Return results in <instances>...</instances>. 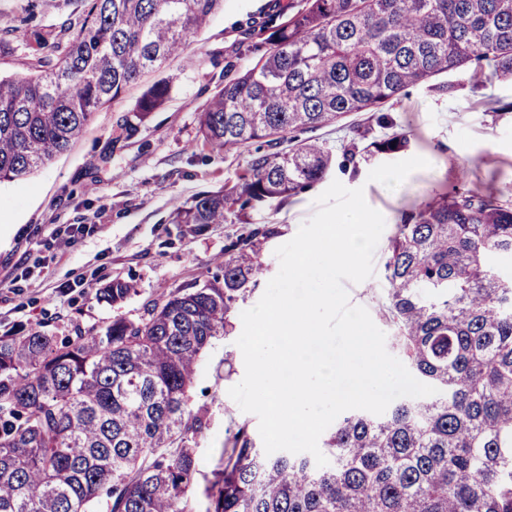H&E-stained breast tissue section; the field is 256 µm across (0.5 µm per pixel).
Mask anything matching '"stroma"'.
Listing matches in <instances>:
<instances>
[{
    "label": "stroma",
    "mask_w": 512,
    "mask_h": 512,
    "mask_svg": "<svg viewBox=\"0 0 512 512\" xmlns=\"http://www.w3.org/2000/svg\"><path fill=\"white\" fill-rule=\"evenodd\" d=\"M300 3L223 0L180 55L97 112L68 151L24 179L0 183V336L20 326L65 336L77 325L101 326L115 316L134 315L174 287L218 272L225 244L253 224L279 229L266 252V275L274 277L276 248L312 217L315 199L336 180L363 188L368 205L385 219L373 276L345 285L351 304L365 307L381 328L386 249L404 212L487 185L512 200V80L478 84L465 69L405 88L383 111L389 124L379 123L377 113L360 112L312 132L339 158L396 132L408 137L404 152L361 158L352 168L332 167L323 181L297 196L246 210L240 219L231 215L202 228L170 223L177 205L235 183L253 155L250 147L229 155L203 149L198 115L225 81L269 51L265 37L251 34V23L266 20L274 5ZM83 9V0H0V75H27L39 58L13 37V29L38 26L66 42ZM163 79L171 83L165 105L145 116L137 113L142 93ZM390 168L407 172L393 188L377 178ZM62 224H87L92 231L73 242L59 233ZM117 277L134 279L137 294L118 307L98 301L96 290ZM263 293L260 287L247 293L227 334L201 356L190 396L192 406L208 407L209 425L196 444L201 469L193 491L196 512H205L204 490L236 426L258 427L257 417L243 412L228 390L245 372L236 344L241 313Z\"/></svg>",
    "instance_id": "obj_1"
}]
</instances>
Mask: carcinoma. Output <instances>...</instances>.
<instances>
[{
    "mask_svg": "<svg viewBox=\"0 0 512 512\" xmlns=\"http://www.w3.org/2000/svg\"><path fill=\"white\" fill-rule=\"evenodd\" d=\"M223 0H87L77 35L15 38L51 54L24 77H0V182L65 152L105 104L178 55ZM270 51L229 80L199 113L203 146L256 152L231 186L174 209L172 224L284 201L334 161L296 131L381 109L408 86L464 68L479 82L512 76V0H303L270 24ZM170 87L152 84L136 111L154 112ZM394 133L362 149L393 155ZM260 224L225 247L224 267L178 286L133 317L59 338L0 336V512H192L193 409L203 351L227 332L265 270ZM512 202L454 191L396 225L384 265L383 317L409 372L439 393L381 415L354 411L325 442L329 463L267 455L240 425L207 489L206 512H512ZM137 293L115 279L96 290L114 306Z\"/></svg>",
    "mask_w": 512,
    "mask_h": 512,
    "instance_id": "obj_1",
    "label": "carcinoma"
}]
</instances>
